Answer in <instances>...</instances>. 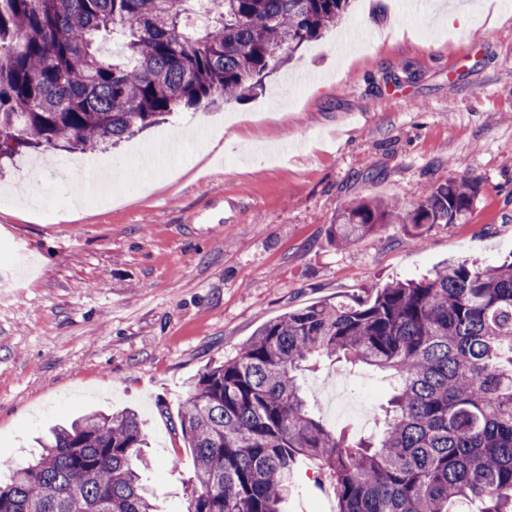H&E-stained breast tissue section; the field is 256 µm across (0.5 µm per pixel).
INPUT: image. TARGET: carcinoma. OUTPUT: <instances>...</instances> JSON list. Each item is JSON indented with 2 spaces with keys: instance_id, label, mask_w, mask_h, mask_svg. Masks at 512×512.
<instances>
[{
  "instance_id": "carcinoma-1",
  "label": "carcinoma",
  "mask_w": 512,
  "mask_h": 512,
  "mask_svg": "<svg viewBox=\"0 0 512 512\" xmlns=\"http://www.w3.org/2000/svg\"><path fill=\"white\" fill-rule=\"evenodd\" d=\"M349 0H0V158L115 145L184 110L240 97L336 25ZM205 10L204 25L190 23ZM122 42L110 57L99 44ZM477 180L431 187L410 210L364 197L338 244L385 224H462ZM392 379L376 432L336 434L299 375L340 359ZM195 455L184 512H284L300 465L336 512H512V261L452 260L418 281L263 323L189 383L179 418ZM137 414L88 413L39 442L0 487V512H162L141 484Z\"/></svg>"
}]
</instances>
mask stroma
<instances>
[{"mask_svg":"<svg viewBox=\"0 0 512 512\" xmlns=\"http://www.w3.org/2000/svg\"><path fill=\"white\" fill-rule=\"evenodd\" d=\"M484 2L462 28L444 23L448 0L415 14L394 0V36L351 0L263 90L85 153L151 183L118 204L112 182L72 208L67 152L0 162V483L51 427L130 409L149 443L144 483L163 512H183L195 456L177 426L201 369L286 312L362 298L451 258L511 256L512 0ZM213 139L220 148L196 160ZM34 176L37 210L14 195ZM472 178L481 193L466 223L387 224L349 247L330 237L354 199L409 209L431 185ZM16 276L23 287H6ZM304 381L328 427L355 437L389 392L383 373L326 362ZM322 481L308 465L288 512H318Z\"/></svg>","mask_w":512,"mask_h":512,"instance_id":"35a3bbf8","label":"stroma"}]
</instances>
